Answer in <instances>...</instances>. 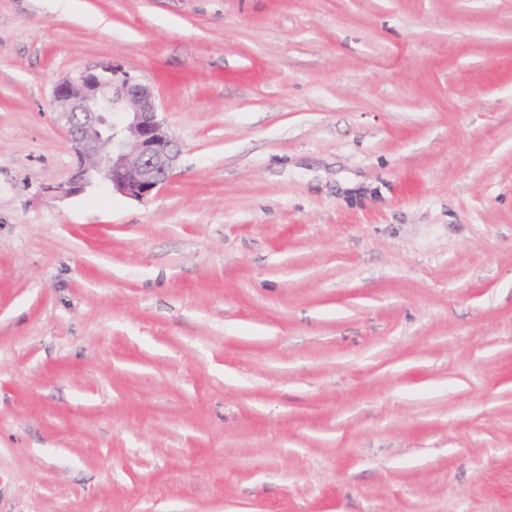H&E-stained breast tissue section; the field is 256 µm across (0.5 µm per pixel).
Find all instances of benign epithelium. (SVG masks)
Segmentation results:
<instances>
[{
	"label": "benign epithelium",
	"instance_id": "benign-epithelium-1",
	"mask_svg": "<svg viewBox=\"0 0 512 512\" xmlns=\"http://www.w3.org/2000/svg\"><path fill=\"white\" fill-rule=\"evenodd\" d=\"M53 100L77 158L61 193L77 194L100 176L119 194L145 199L168 181L179 148L158 116L152 89L137 76L107 62L56 83Z\"/></svg>",
	"mask_w": 512,
	"mask_h": 512
}]
</instances>
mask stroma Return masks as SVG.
Wrapping results in <instances>:
<instances>
[{
  "instance_id": "1",
  "label": "stroma",
  "mask_w": 512,
  "mask_h": 512,
  "mask_svg": "<svg viewBox=\"0 0 512 512\" xmlns=\"http://www.w3.org/2000/svg\"><path fill=\"white\" fill-rule=\"evenodd\" d=\"M0 0V512H512V0ZM150 84L138 200L54 85ZM64 112L77 166L65 195L83 190L94 176L112 191L145 199L168 181L180 154L158 116L152 89L121 65L79 70L53 88Z\"/></svg>"
}]
</instances>
